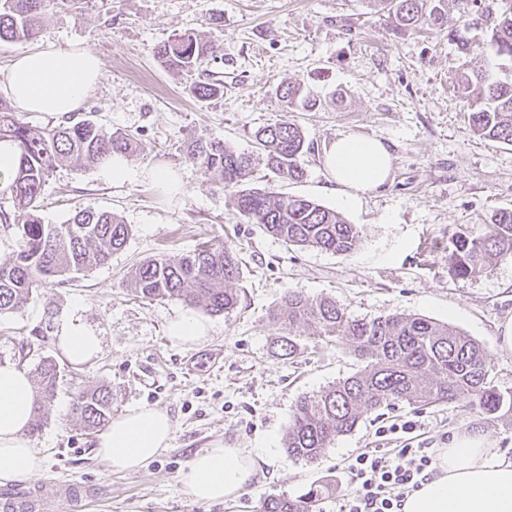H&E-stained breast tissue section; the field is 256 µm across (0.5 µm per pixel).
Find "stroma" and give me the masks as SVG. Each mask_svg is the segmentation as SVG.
Returning a JSON list of instances; mask_svg holds the SVG:
<instances>
[{
    "label": "stroma",
    "instance_id": "obj_1",
    "mask_svg": "<svg viewBox=\"0 0 512 512\" xmlns=\"http://www.w3.org/2000/svg\"><path fill=\"white\" fill-rule=\"evenodd\" d=\"M485 31V23L471 26L475 49L464 55L431 30L394 33L376 0H49L33 39L0 42V72L40 45L97 54L103 75L77 118L133 135L140 144L134 168L172 166L184 185L180 194L147 182L116 187L101 168L73 163L47 180L43 223L61 224L91 208L117 213L131 235L108 263L49 284L22 313L0 315V364L32 372L49 359L58 369L55 396L35 408L42 427L27 434L41 457L28 491L76 484L85 512H260L269 496H296L328 481L336 490L320 508L337 512L352 487L350 458L407 445L402 432L379 436L407 421L418 422L421 442L436 449L463 429H483L512 460V408L490 415L464 401L371 411L316 461L288 457L284 440L296 403L362 363L307 326L300 354L280 357L271 321L290 291L332 297L355 318L426 316L482 345L492 385L512 395V352L497 346L499 326L512 318V260L471 278L448 272L452 234H480L498 210L512 209V146L473 134L467 104L453 90L459 71L486 67ZM185 32L218 45L207 68L223 75L222 97H194L189 77L158 62L156 46ZM284 81L304 82L321 99L318 108L292 114L311 147L306 175L286 180L259 165L246 184L336 210L360 232L352 254L269 236L241 217L233 191L189 156L194 141L209 138L254 152L256 129L283 114L275 88ZM351 133L382 140L392 164L382 187L348 206L324 158L337 137ZM204 242L236 253L239 303L224 314L201 312L209 335L187 346L168 336L185 304L134 297L125 279L144 260L178 258ZM72 316L101 339L98 356L84 363L67 359L56 343L57 328ZM100 387L112 394L113 415L149 406L174 421L168 448L139 470L111 471L96 454L99 430L70 410L77 392ZM218 444L264 455L235 500H194L180 474L197 452Z\"/></svg>",
    "mask_w": 512,
    "mask_h": 512
}]
</instances>
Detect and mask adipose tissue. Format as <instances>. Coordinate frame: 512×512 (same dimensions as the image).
Instances as JSON below:
<instances>
[{
	"label": "adipose tissue",
	"instance_id": "obj_1",
	"mask_svg": "<svg viewBox=\"0 0 512 512\" xmlns=\"http://www.w3.org/2000/svg\"><path fill=\"white\" fill-rule=\"evenodd\" d=\"M102 70L101 60L89 49L47 44L16 57L0 75V93L30 112L67 115L94 91ZM325 164L333 181L346 188L345 204L352 205L386 181L391 156L379 139L347 134L327 150ZM102 170L116 187L139 180L173 193L181 190L174 169L138 170L120 154ZM56 340L62 353L77 363L89 361L101 348L99 336L76 318L57 329ZM34 408L28 371L14 363L0 364V484L34 477L40 470L41 458L26 436ZM172 430L167 410L133 408L113 418L97 442V455L112 471H135L168 448ZM256 465L251 452L217 445L192 458L181 482L195 500L226 502L250 483ZM403 512H512V461L482 431L458 433L441 450L436 475L406 497Z\"/></svg>",
	"mask_w": 512,
	"mask_h": 512
}]
</instances>
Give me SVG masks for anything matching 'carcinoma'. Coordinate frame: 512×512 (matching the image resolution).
Listing matches in <instances>:
<instances>
[{
  "instance_id": "obj_1",
  "label": "carcinoma",
  "mask_w": 512,
  "mask_h": 512,
  "mask_svg": "<svg viewBox=\"0 0 512 512\" xmlns=\"http://www.w3.org/2000/svg\"><path fill=\"white\" fill-rule=\"evenodd\" d=\"M49 0H0V41L30 39L42 22ZM387 21L397 34L428 28L446 34L458 50H474L466 28L444 27L442 0H384ZM489 20L492 68L457 74L459 93L469 101L471 131L484 138L512 145V0ZM218 46L193 33L181 34L155 48L161 65L193 76L217 58ZM189 89L203 100L224 94L220 80H195ZM276 94L285 108L311 110L317 99L300 83H283ZM257 155L275 174L290 179L305 175L303 156L308 150L302 128L289 119L258 128ZM18 151L13 177L3 193L11 208H0V224L14 225L18 234L15 259L0 264V314L19 313L40 294L50 279L87 272L106 264L120 251L130 227L116 214L85 209L62 224H44L38 216L41 196L50 174L63 162L88 167L103 165L112 155L133 157L138 143L131 135L111 131L86 119L64 115L58 124L39 127L23 121L15 107L0 99V142ZM191 159L205 173L217 175L224 187L235 190L241 216L290 246L312 247L350 254L360 244L356 226L336 211L310 199L283 197L259 188H240L251 172L253 155L238 153L222 139L197 142ZM448 255V271L455 277H473L495 261L512 260V210L495 214L479 235L457 233ZM240 278L237 255L227 247H202L178 260L150 258L132 268L126 285L139 298L177 299L188 306H204L210 313L233 310L238 294L232 285ZM280 336V356L294 357L302 344L295 328L313 326L327 343L348 346L365 366L312 399L300 400L291 416L284 447L295 460L312 462L336 438L352 432L363 414L395 402L431 405L466 400L487 414L501 409L504 396L490 385L485 349L464 332L425 316L389 314L373 319L349 316L329 297L310 300L288 292L272 316ZM42 397L52 399L57 384L55 364L45 359L37 368ZM72 413L87 427L97 428L112 414L109 391L86 389L77 395ZM333 490L326 482L288 497L272 495L262 512H317Z\"/></svg>"
}]
</instances>
